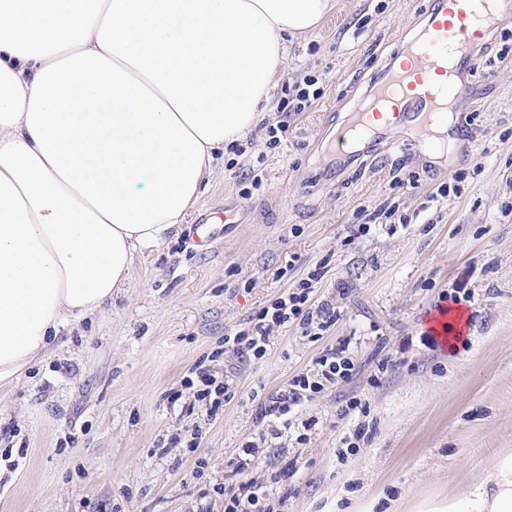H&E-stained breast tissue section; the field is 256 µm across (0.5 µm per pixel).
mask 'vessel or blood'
Here are the masks:
<instances>
[{"mask_svg":"<svg viewBox=\"0 0 512 512\" xmlns=\"http://www.w3.org/2000/svg\"><path fill=\"white\" fill-rule=\"evenodd\" d=\"M510 12L512 0H432L425 28L373 86L369 107L337 125L327 156L347 162L361 145L408 129L425 140L439 122L447 123L449 134L458 133L457 124L447 121L460 103L456 85L472 72L478 48Z\"/></svg>","mask_w":512,"mask_h":512,"instance_id":"vessel-or-blood-1","label":"vessel or blood"}]
</instances>
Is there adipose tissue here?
Returning a JSON list of instances; mask_svg holds the SVG:
<instances>
[{
    "mask_svg": "<svg viewBox=\"0 0 512 512\" xmlns=\"http://www.w3.org/2000/svg\"><path fill=\"white\" fill-rule=\"evenodd\" d=\"M336 0H0V386L183 224ZM418 512H512V452Z\"/></svg>",
    "mask_w": 512,
    "mask_h": 512,
    "instance_id": "ef3b65f1",
    "label": "adipose tissue"
}]
</instances>
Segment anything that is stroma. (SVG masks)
Masks as SVG:
<instances>
[{
	"label": "stroma",
	"instance_id": "1",
	"mask_svg": "<svg viewBox=\"0 0 512 512\" xmlns=\"http://www.w3.org/2000/svg\"><path fill=\"white\" fill-rule=\"evenodd\" d=\"M336 2L289 44L262 125L215 154L185 224L137 254L119 295L61 329L0 391V512H224L207 492L244 478L284 497V512H416L512 451V21L478 51L450 161L388 138L331 175L325 114L362 105L431 0ZM309 74L324 81L320 98L282 111L284 82ZM283 122L285 137L268 148L266 127ZM250 167L262 185L246 196ZM408 172L415 184H399ZM451 178L459 194L437 196ZM387 202L405 223L352 237L358 216ZM217 210L227 225L195 248L189 223ZM318 264L327 272L314 298L335 306V325L315 338L279 329L259 359L217 358L214 375H230L239 395L216 419L192 412L182 381L195 362ZM451 292L465 296L468 316L453 351L426 325ZM341 342L356 377L300 406L305 440L279 439L237 473L258 400ZM353 397L370 405L371 435L342 462L336 450L360 420L344 412ZM192 425L202 430L195 452L168 447Z\"/></svg>",
	"mask_w": 512,
	"mask_h": 512
}]
</instances>
